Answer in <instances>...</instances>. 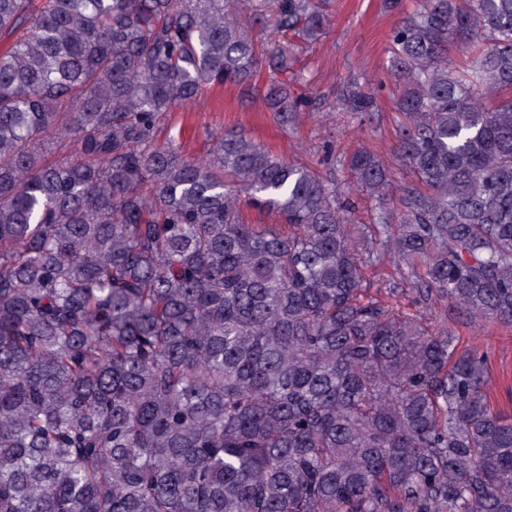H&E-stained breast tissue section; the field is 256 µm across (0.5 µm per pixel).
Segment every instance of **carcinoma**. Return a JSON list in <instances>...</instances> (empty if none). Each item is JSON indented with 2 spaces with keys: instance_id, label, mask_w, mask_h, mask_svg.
<instances>
[{
  "instance_id": "1",
  "label": "carcinoma",
  "mask_w": 512,
  "mask_h": 512,
  "mask_svg": "<svg viewBox=\"0 0 512 512\" xmlns=\"http://www.w3.org/2000/svg\"><path fill=\"white\" fill-rule=\"evenodd\" d=\"M417 2L389 36L416 183L392 206L376 155L345 165L424 301L512 324V0ZM233 4L0 0V35L31 21L0 47V512H512L483 358L361 299L375 237L336 189L233 131L154 142L256 73L258 21L327 26L326 0Z\"/></svg>"
}]
</instances>
